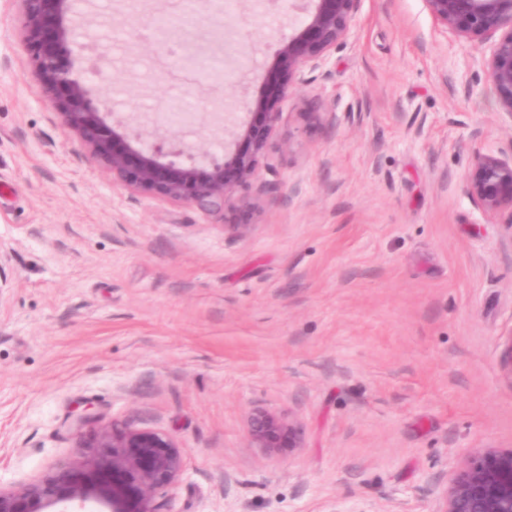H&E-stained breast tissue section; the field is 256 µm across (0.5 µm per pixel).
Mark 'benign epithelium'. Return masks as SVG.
Instances as JSON below:
<instances>
[{"label":"benign epithelium","instance_id":"benign-epithelium-1","mask_svg":"<svg viewBox=\"0 0 512 512\" xmlns=\"http://www.w3.org/2000/svg\"><path fill=\"white\" fill-rule=\"evenodd\" d=\"M26 43L39 92L51 99L72 130L112 180L132 192L190 204L206 214L224 211L236 189L258 177L259 163L295 85L306 71L326 67L333 52L351 37L359 0H290L288 9L303 20L281 40L266 94L238 107L251 112L236 121L224 156L207 168L197 165L200 146L178 142L166 150L133 135L112 117V95L93 104L92 90L73 76L63 52L76 37V0H20ZM444 33L491 41L483 60L496 103L512 119V0H424ZM201 21L222 13L217 0H198ZM181 37L158 42V53L185 64ZM467 194L484 215L512 216V144L473 155ZM81 426H93L83 442L98 452L13 487L0 486V512H161L159 498L182 479L186 467L180 446L169 434L110 423L85 413ZM250 447L278 457L305 447L301 426L276 411L256 407L247 416ZM433 512H512V448H485L457 468L436 500Z\"/></svg>","mask_w":512,"mask_h":512}]
</instances>
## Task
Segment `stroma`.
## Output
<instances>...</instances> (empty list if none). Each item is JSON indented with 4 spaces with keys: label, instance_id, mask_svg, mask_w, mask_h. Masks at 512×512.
I'll use <instances>...</instances> for the list:
<instances>
[{
    "label": "stroma",
    "instance_id": "1",
    "mask_svg": "<svg viewBox=\"0 0 512 512\" xmlns=\"http://www.w3.org/2000/svg\"><path fill=\"white\" fill-rule=\"evenodd\" d=\"M73 75L112 93L131 131L157 102L192 126L168 143L224 153L206 82L156 58L154 34H205L173 0H80ZM253 33L198 59L226 100L266 89L289 17L227 0ZM18 0H0V484L92 457L89 411L163 431L185 458L166 512H433L440 481L484 448H512V221L466 193L475 150L512 144L481 59L424 0H360L330 64L306 72L259 176L211 216L113 183L36 87ZM112 46L99 72L95 42ZM325 113L309 123L305 112ZM247 225L246 234L234 227ZM265 407L305 445L246 439ZM246 437L250 447L263 448L270 456L278 457L305 445L301 426L290 417L276 411L256 407L247 416Z\"/></svg>",
    "mask_w": 512,
    "mask_h": 512
}]
</instances>
